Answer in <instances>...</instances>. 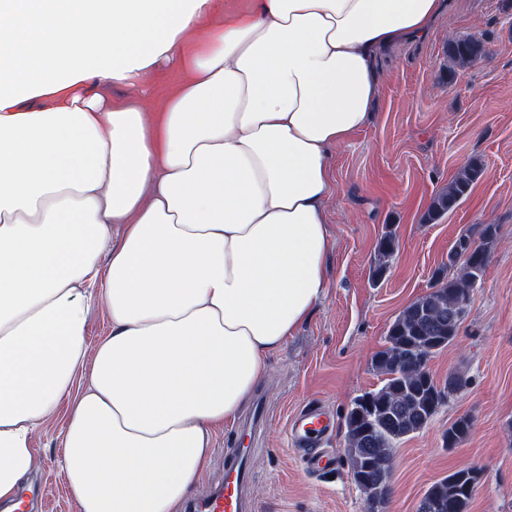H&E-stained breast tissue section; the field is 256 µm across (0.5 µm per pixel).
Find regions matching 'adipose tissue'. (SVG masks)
Listing matches in <instances>:
<instances>
[{"mask_svg":"<svg viewBox=\"0 0 512 512\" xmlns=\"http://www.w3.org/2000/svg\"><path fill=\"white\" fill-rule=\"evenodd\" d=\"M0 0V502L68 400L78 512H181L326 295L331 153L441 0ZM189 63L159 112L103 88ZM52 97L30 104L27 94ZM104 305L111 330L89 348ZM83 384H76L77 373Z\"/></svg>","mask_w":512,"mask_h":512,"instance_id":"adipose-tissue-1","label":"adipose tissue"}]
</instances>
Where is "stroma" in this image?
<instances>
[{
  "label": "stroma",
  "mask_w": 512,
  "mask_h": 512,
  "mask_svg": "<svg viewBox=\"0 0 512 512\" xmlns=\"http://www.w3.org/2000/svg\"><path fill=\"white\" fill-rule=\"evenodd\" d=\"M452 36L479 38L484 56L449 69ZM378 69L370 124L331 156L326 297L268 359L257 384L266 404L260 432L251 440L226 424L188 502L223 484L225 459L249 445L251 512H367L344 454L346 413L357 396L380 387L372 359L396 316L428 291L459 236L478 238L492 224L497 240L458 335L427 363L438 382L454 373L466 385L424 430L397 444L385 512H416L430 485L465 467L479 470L470 512H512V0H446L432 32L382 53ZM184 78L161 69L106 95L158 112ZM474 158L484 164L481 179L454 209L428 222L433 197ZM387 231L398 248L376 281V245ZM309 403L322 405L333 423L334 463L318 474L307 471L287 438L291 416ZM67 412L60 403L32 437L24 512H78L60 466ZM461 417L472 421L469 436L444 447V431Z\"/></svg>",
  "instance_id": "stroma-1"
}]
</instances>
